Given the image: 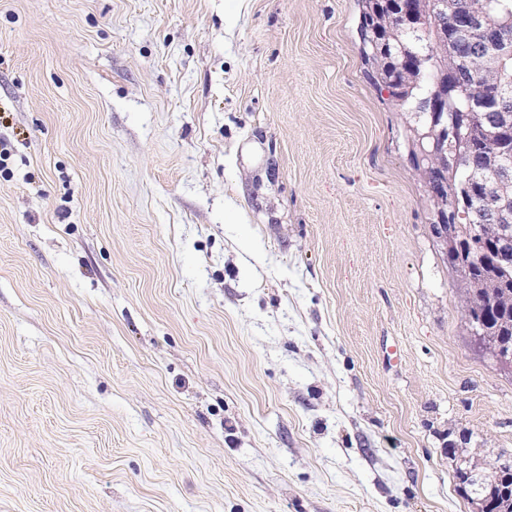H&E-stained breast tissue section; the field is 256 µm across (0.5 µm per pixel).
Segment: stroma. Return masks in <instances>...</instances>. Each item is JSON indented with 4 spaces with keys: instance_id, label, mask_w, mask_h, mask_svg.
<instances>
[{
    "instance_id": "obj_1",
    "label": "stroma",
    "mask_w": 512,
    "mask_h": 512,
    "mask_svg": "<svg viewBox=\"0 0 512 512\" xmlns=\"http://www.w3.org/2000/svg\"><path fill=\"white\" fill-rule=\"evenodd\" d=\"M360 0H0V512H474L468 324Z\"/></svg>"
}]
</instances>
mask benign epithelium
Masks as SVG:
<instances>
[{
	"mask_svg": "<svg viewBox=\"0 0 512 512\" xmlns=\"http://www.w3.org/2000/svg\"><path fill=\"white\" fill-rule=\"evenodd\" d=\"M371 6L374 56L380 78L395 101L422 91L419 140H426L424 168L437 203L435 233L447 244L452 265L469 294L472 331L496 361L512 368V105L499 80L488 81L482 101L496 99L501 111L480 120L448 121V78L475 79L472 58L483 55L485 71L512 51V21L493 23L483 0H364ZM458 173L448 189V171ZM481 214L482 224H450L448 211ZM512 467V456L483 468L458 456L457 473L477 512L499 503L493 468Z\"/></svg>",
	"mask_w": 512,
	"mask_h": 512,
	"instance_id": "7a95c632",
	"label": "benign epithelium"
}]
</instances>
